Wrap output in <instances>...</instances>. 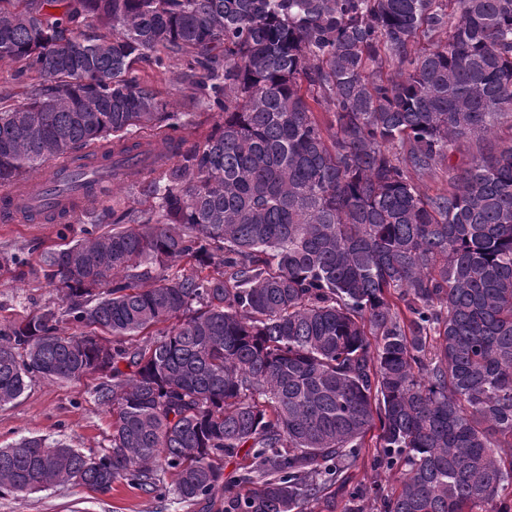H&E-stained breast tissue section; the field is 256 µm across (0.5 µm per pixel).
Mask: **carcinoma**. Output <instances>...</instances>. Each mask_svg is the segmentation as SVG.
Segmentation results:
<instances>
[{"label": "carcinoma", "mask_w": 512, "mask_h": 512, "mask_svg": "<svg viewBox=\"0 0 512 512\" xmlns=\"http://www.w3.org/2000/svg\"><path fill=\"white\" fill-rule=\"evenodd\" d=\"M5 59L0 188L95 178L67 215L21 214L61 244L0 254L62 302L0 328V405L88 377L112 433L101 454L1 447L0 495L126 481L205 508L222 488L224 512L334 492L364 512L378 490L345 475L377 424L374 463L398 473L381 512H501L512 138L486 142L512 128V0H0ZM143 62L224 120L172 111Z\"/></svg>", "instance_id": "obj_1"}]
</instances>
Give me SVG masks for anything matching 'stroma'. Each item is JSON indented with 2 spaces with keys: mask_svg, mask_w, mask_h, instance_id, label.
<instances>
[{
  "mask_svg": "<svg viewBox=\"0 0 512 512\" xmlns=\"http://www.w3.org/2000/svg\"><path fill=\"white\" fill-rule=\"evenodd\" d=\"M56 224H0V252H23L35 258L41 246L56 243ZM54 288L15 271L0 270V325L14 314L58 303ZM90 378L53 381L36 378L15 402L0 406V447L20 438L42 436L63 440L99 454L109 446L110 416L94 397ZM0 512H193L173 499L158 500L124 482L102 494L80 486L61 485L31 494L0 496Z\"/></svg>",
  "mask_w": 512,
  "mask_h": 512,
  "instance_id": "1",
  "label": "stroma"
}]
</instances>
